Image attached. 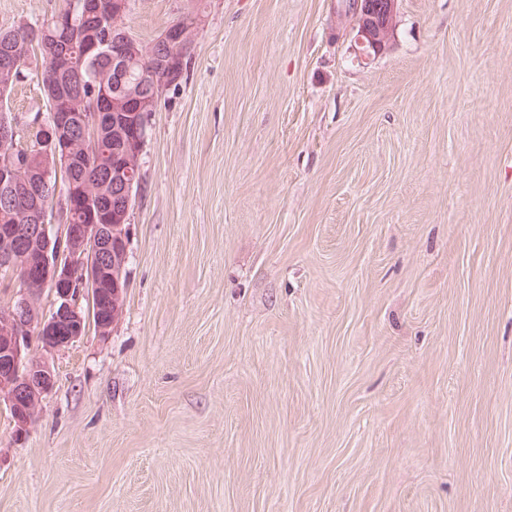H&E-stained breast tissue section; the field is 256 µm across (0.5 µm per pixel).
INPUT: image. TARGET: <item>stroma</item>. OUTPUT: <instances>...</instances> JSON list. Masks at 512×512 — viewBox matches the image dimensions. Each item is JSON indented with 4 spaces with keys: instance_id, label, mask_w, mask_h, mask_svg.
Returning <instances> with one entry per match:
<instances>
[{
    "instance_id": "stroma-1",
    "label": "stroma",
    "mask_w": 512,
    "mask_h": 512,
    "mask_svg": "<svg viewBox=\"0 0 512 512\" xmlns=\"http://www.w3.org/2000/svg\"><path fill=\"white\" fill-rule=\"evenodd\" d=\"M340 7L129 0L145 45L203 22L120 318L51 354L26 433L0 410V512H512V0H399L375 55ZM202 24V19L199 16H185L182 17L181 22L175 26L167 27L158 38L161 44L169 45L176 42L181 46L189 48L190 40H192V33L196 31Z\"/></svg>"
}]
</instances>
